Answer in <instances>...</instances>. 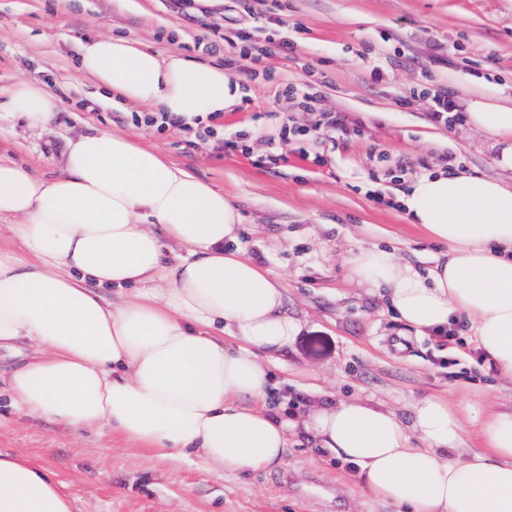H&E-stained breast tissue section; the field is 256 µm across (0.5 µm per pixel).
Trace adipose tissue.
Masks as SVG:
<instances>
[{"instance_id": "adipose-tissue-1", "label": "adipose tissue", "mask_w": 512, "mask_h": 512, "mask_svg": "<svg viewBox=\"0 0 512 512\" xmlns=\"http://www.w3.org/2000/svg\"><path fill=\"white\" fill-rule=\"evenodd\" d=\"M80 65L104 92L177 116L222 113L243 95L220 67L122 37L82 43ZM60 104L30 81L9 94L10 112L38 127ZM466 120L499 139L497 164L512 171V102L469 99ZM401 202L443 245L434 266L420 272L374 245L346 257L349 279L383 291L416 335L466 318L512 379V185L432 172ZM1 218L32 256L0 248V350L34 349L5 379L18 409L234 474L283 466L300 427L399 512H512V412L473 410L485 442L475 451L461 448L463 420L434 395L406 421L360 399L316 403L297 419L268 408L298 324L279 281L240 249L233 199L158 151L95 131L67 140L50 180L0 160ZM168 242L181 249L170 261ZM0 512H72V502L28 460L0 454Z\"/></svg>"}]
</instances>
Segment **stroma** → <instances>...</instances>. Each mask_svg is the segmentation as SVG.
Segmentation results:
<instances>
[{"label": "stroma", "mask_w": 512, "mask_h": 512, "mask_svg": "<svg viewBox=\"0 0 512 512\" xmlns=\"http://www.w3.org/2000/svg\"><path fill=\"white\" fill-rule=\"evenodd\" d=\"M0 0V158L50 177L67 139L96 130L130 136L224 191L238 206L239 244L278 276L299 332L280 356L289 408L321 394L359 398L409 418L425 395L457 410H512V381L499 377L460 319L441 336L403 332L385 297L358 287L348 253L396 248L420 271L442 250L396 199L411 181L444 167L512 180L494 137L461 120L468 100L512 94V0ZM259 43L288 41L287 54L239 59L242 28ZM112 35L162 54L227 67L240 104L221 117L223 139L147 126L148 109L111 98L79 64L81 41ZM61 101L56 120L33 127L9 112L20 81ZM316 81L312 109L279 99ZM458 120L433 121L437 94ZM338 112L335 139L281 141L284 122L308 127ZM246 132L249 155L225 148ZM277 150L278 164L267 160ZM414 174V175H415ZM382 201H375L373 192ZM0 452L26 458L64 485L73 512H397L368 496L353 467L289 438L287 463L231 475L203 459L161 456L102 431L76 432L17 409L0 387Z\"/></svg>", "instance_id": "1"}]
</instances>
